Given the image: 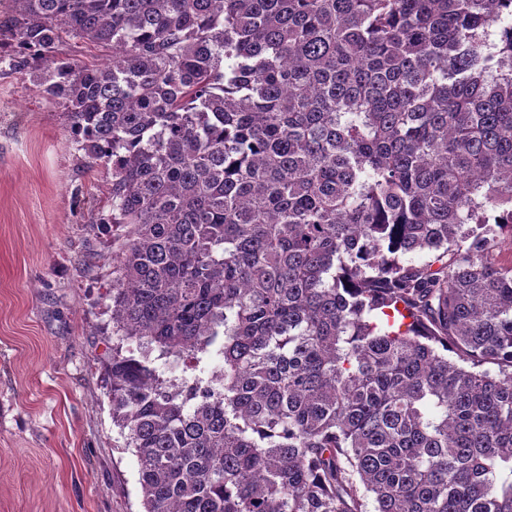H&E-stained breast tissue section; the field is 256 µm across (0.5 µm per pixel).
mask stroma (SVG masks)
<instances>
[{"label": "stroma", "instance_id": "stroma-1", "mask_svg": "<svg viewBox=\"0 0 512 512\" xmlns=\"http://www.w3.org/2000/svg\"><path fill=\"white\" fill-rule=\"evenodd\" d=\"M111 183L36 71L0 62V512H143L103 368Z\"/></svg>", "mask_w": 512, "mask_h": 512}]
</instances>
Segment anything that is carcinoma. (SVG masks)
<instances>
[{"instance_id":"1","label":"carcinoma","mask_w":512,"mask_h":512,"mask_svg":"<svg viewBox=\"0 0 512 512\" xmlns=\"http://www.w3.org/2000/svg\"><path fill=\"white\" fill-rule=\"evenodd\" d=\"M10 2L129 227L143 512H512V0ZM60 55L80 60L87 64H101L107 62L108 51L81 44L75 39L67 40L58 47Z\"/></svg>"}]
</instances>
